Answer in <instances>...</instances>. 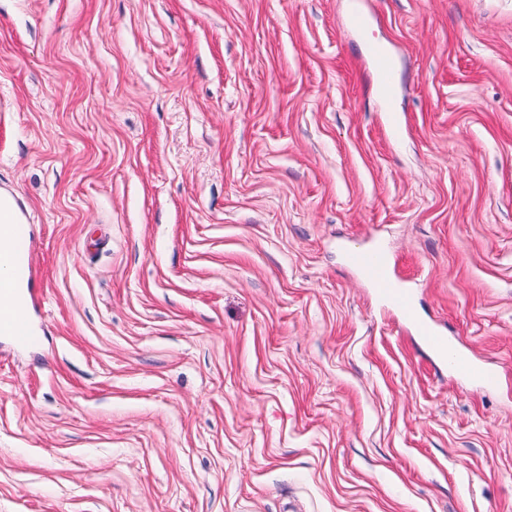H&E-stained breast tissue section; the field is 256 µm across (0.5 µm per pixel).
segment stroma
<instances>
[{
    "instance_id": "1",
    "label": "stroma",
    "mask_w": 512,
    "mask_h": 512,
    "mask_svg": "<svg viewBox=\"0 0 512 512\" xmlns=\"http://www.w3.org/2000/svg\"><path fill=\"white\" fill-rule=\"evenodd\" d=\"M0 189V512H512V0H0ZM349 26L362 33L368 40V55L374 73L387 106L388 112H394L393 105L397 94L395 61L389 51L380 43L369 39L365 18L362 13L355 11L348 17ZM24 225L22 218L17 216L14 207L2 203L0 214V237L8 242L0 247V296L12 299L13 304L8 310V301L0 298V337H7L17 344L29 345L35 342L33 328L30 324L28 311L31 299L30 283L32 268L21 248ZM9 274L7 277V272ZM4 279V280H2ZM349 263L397 307L420 336L424 346L435 356L447 360L453 370L472 382L482 386L495 383L497 373L493 369L448 350V337L417 316L410 292L405 288L393 287L395 280L390 272V259L386 251L380 248L354 251L349 255Z\"/></svg>"
}]
</instances>
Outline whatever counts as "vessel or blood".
Returning <instances> with one entry per match:
<instances>
[{
	"label": "vessel or blood",
	"instance_id": "vessel-or-blood-1",
	"mask_svg": "<svg viewBox=\"0 0 512 512\" xmlns=\"http://www.w3.org/2000/svg\"><path fill=\"white\" fill-rule=\"evenodd\" d=\"M368 55L382 98L385 104H392L397 94L395 61L383 45L373 40L368 43ZM23 233L22 219L14 207L7 202L0 204V238L5 241L0 247V268L8 273L7 279L0 281V296L13 301L10 309L0 312V337L29 345L35 341L28 317L32 268L21 248ZM349 262L397 307L435 356L447 360L453 370L470 381L483 386L495 383L497 374L493 369L449 350L447 336L417 316L410 292L394 285L386 251L380 248L355 251L350 254Z\"/></svg>",
	"mask_w": 512,
	"mask_h": 512
}]
</instances>
